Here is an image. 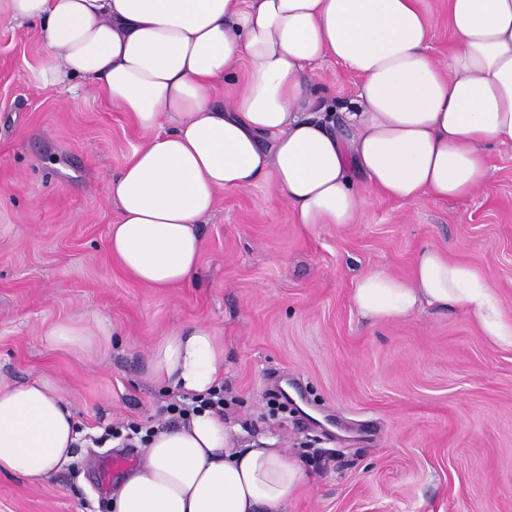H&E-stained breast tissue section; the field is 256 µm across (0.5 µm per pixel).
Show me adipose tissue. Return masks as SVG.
I'll list each match as a JSON object with an SVG mask.
<instances>
[{"instance_id":"ef3b65f1","label":"adipose tissue","mask_w":512,"mask_h":512,"mask_svg":"<svg viewBox=\"0 0 512 512\" xmlns=\"http://www.w3.org/2000/svg\"><path fill=\"white\" fill-rule=\"evenodd\" d=\"M418 0H9L16 21L42 22L54 56L48 85L92 80L151 131L108 184L119 213L113 260L151 288L196 273L201 224L224 190L272 179L306 229L352 224L366 203L353 178L411 202L487 184L485 151L512 145V0H448L447 60L428 52L432 21ZM333 58L359 78L354 129L342 139L307 92L305 66ZM246 66L227 100L211 93ZM353 302L373 322L461 308L512 347V319L476 268L426 248L410 278L363 274ZM104 324L52 325L51 347L88 350ZM224 347L205 324L173 329L151 351L148 378L185 394L217 387ZM77 423L53 381H0V474L37 486L73 459ZM309 480L267 444L237 447L205 408L154 429L108 494L111 512H285Z\"/></svg>"}]
</instances>
